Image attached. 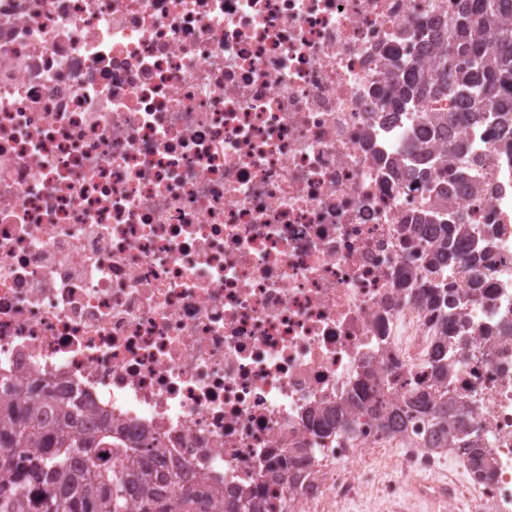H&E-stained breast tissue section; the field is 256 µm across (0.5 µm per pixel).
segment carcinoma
<instances>
[{
  "instance_id": "1",
  "label": "carcinoma",
  "mask_w": 512,
  "mask_h": 512,
  "mask_svg": "<svg viewBox=\"0 0 512 512\" xmlns=\"http://www.w3.org/2000/svg\"><path fill=\"white\" fill-rule=\"evenodd\" d=\"M448 21L436 30L439 55L436 72L418 63L403 61L397 48L386 49L391 63L388 84L376 92L389 95L393 107L402 109L430 96L453 93L469 106L474 122L493 114L491 129L497 135H512V0H452ZM440 127L431 113H419L412 160L428 169L461 164L471 170L463 145L448 121V141L455 143L451 155L428 149L430 133ZM414 224H445L441 211L430 209L411 217ZM434 265L456 260L453 241L438 239L432 252ZM410 299H423L441 330L455 315V294L434 283ZM431 371L448 374V337H440ZM0 383L15 392L14 403H0V512H267L268 502L257 496H233L224 500V488L205 483L184 486L179 465L160 463L161 448L125 452L118 464L101 456V445L112 443V419L83 432L81 409L54 389L29 382L17 383L3 376ZM351 404L362 408L386 430H395L412 418L426 421L429 446L448 447V436L465 430L463 414L448 403V393L416 389L400 406L381 401L368 405L359 396ZM319 433L353 438L362 425L359 412L341 407L321 410ZM469 469L487 470L482 448H464ZM309 466L307 453L283 455L270 470L274 484L301 478Z\"/></svg>"
}]
</instances>
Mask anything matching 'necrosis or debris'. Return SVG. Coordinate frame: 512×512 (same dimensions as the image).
I'll return each instance as SVG.
<instances>
[{"mask_svg":"<svg viewBox=\"0 0 512 512\" xmlns=\"http://www.w3.org/2000/svg\"><path fill=\"white\" fill-rule=\"evenodd\" d=\"M448 0H0V375L42 380L117 442L158 438L188 482L282 512L362 505L355 465L439 451L415 428L320 438L310 414L352 395L431 388L440 331L407 290L432 232L461 216L440 277L459 299L448 395L490 479L427 486L454 507L512 512V155L457 96L395 110L375 94L397 46L433 68ZM455 117L479 161L389 172L416 111ZM311 451L298 483L268 470Z\"/></svg>","mask_w":512,"mask_h":512,"instance_id":"1","label":"necrosis or debris"}]
</instances>
